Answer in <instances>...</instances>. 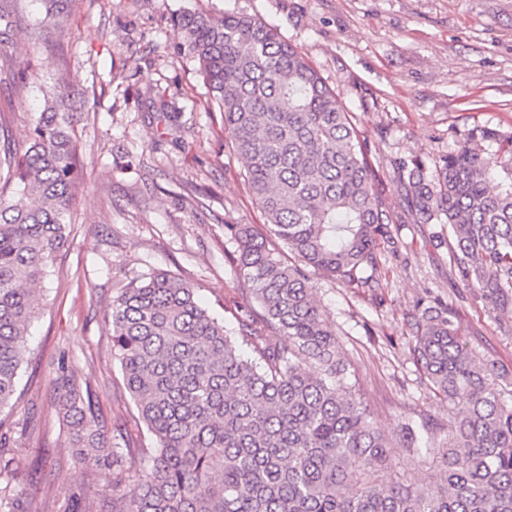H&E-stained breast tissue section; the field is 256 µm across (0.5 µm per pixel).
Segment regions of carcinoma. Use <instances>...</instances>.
I'll return each mask as SVG.
<instances>
[{
  "label": "carcinoma",
  "mask_w": 512,
  "mask_h": 512,
  "mask_svg": "<svg viewBox=\"0 0 512 512\" xmlns=\"http://www.w3.org/2000/svg\"><path fill=\"white\" fill-rule=\"evenodd\" d=\"M58 22L72 0H43ZM15 0H0V74L13 69ZM177 48L222 112L267 233L226 224L247 310L228 329L180 276L154 273L114 297L107 322L125 391L155 446L109 443L93 389L61 363L54 411L75 460L103 476L112 512H512V375L448 314L421 309L409 346L448 402L392 433L365 402L306 270L365 287L391 237V204L351 112L306 54L256 16L183 9ZM63 73L28 142L0 148V408L14 397L40 309L33 284L70 234L80 146ZM407 206L446 224L456 277L512 318V135L477 129L428 167L395 165ZM274 240L297 258L288 264ZM436 480L409 484L395 442ZM0 512H41L0 453Z\"/></svg>",
  "instance_id": "1"
}]
</instances>
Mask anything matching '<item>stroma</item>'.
Returning a JSON list of instances; mask_svg holds the SVG:
<instances>
[{"mask_svg": "<svg viewBox=\"0 0 512 512\" xmlns=\"http://www.w3.org/2000/svg\"><path fill=\"white\" fill-rule=\"evenodd\" d=\"M183 8L261 17L356 117L391 202L392 238L377 254L374 287L309 278L382 424L448 418L409 351L423 306L446 303L471 344L512 372V321L452 277L447 226L417 222L392 166L413 155L433 162L476 128L512 135V0H72L47 38L42 0H18L16 68L34 78L0 81V130L26 143L47 86L69 72L82 162L68 242L36 285L43 309L29 328L20 396L0 410L19 478L45 512H69L76 495L97 512L111 505L73 460L49 403L60 359L91 382L105 428L121 424L123 439L152 445L112 356L104 315L113 296L165 271L217 316L247 304L224 227L260 229L265 218L221 112L173 49Z\"/></svg>", "mask_w": 512, "mask_h": 512, "instance_id": "obj_1", "label": "stroma"}]
</instances>
